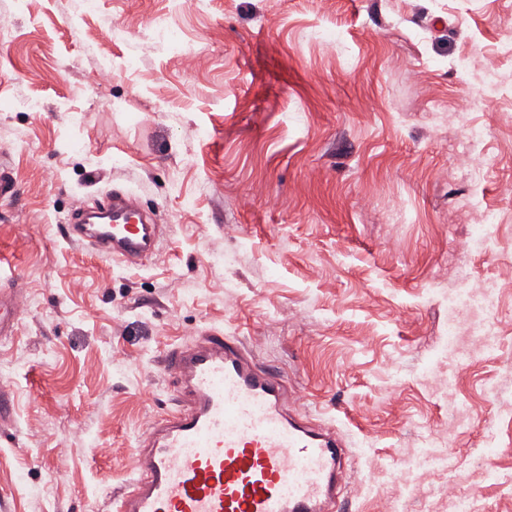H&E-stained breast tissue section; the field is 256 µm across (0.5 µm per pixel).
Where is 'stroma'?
Returning <instances> with one entry per match:
<instances>
[{
	"label": "stroma",
	"mask_w": 512,
	"mask_h": 512,
	"mask_svg": "<svg viewBox=\"0 0 512 512\" xmlns=\"http://www.w3.org/2000/svg\"><path fill=\"white\" fill-rule=\"evenodd\" d=\"M1 167L0 512H111L211 331L343 439L335 512H512V0H0ZM115 191L162 226L136 265L66 232ZM494 288L486 286L480 292L473 293L466 289L458 291L449 300L454 307L469 309L473 321L465 330H460L455 324L448 325V341L464 348V339L467 336H481L484 343L489 346L494 336L491 315L494 312Z\"/></svg>",
	"instance_id": "stroma-1"
}]
</instances>
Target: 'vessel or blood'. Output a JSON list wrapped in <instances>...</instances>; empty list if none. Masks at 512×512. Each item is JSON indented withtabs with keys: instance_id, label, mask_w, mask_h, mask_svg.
<instances>
[{
	"instance_id": "1",
	"label": "vessel or blood",
	"mask_w": 512,
	"mask_h": 512,
	"mask_svg": "<svg viewBox=\"0 0 512 512\" xmlns=\"http://www.w3.org/2000/svg\"><path fill=\"white\" fill-rule=\"evenodd\" d=\"M101 217L92 224L75 214L71 235L126 261L155 250L159 227L131 198L112 197ZM165 367L177 407L142 439L113 512H325L340 444L289 417L284 379L220 332L174 348Z\"/></svg>"
}]
</instances>
